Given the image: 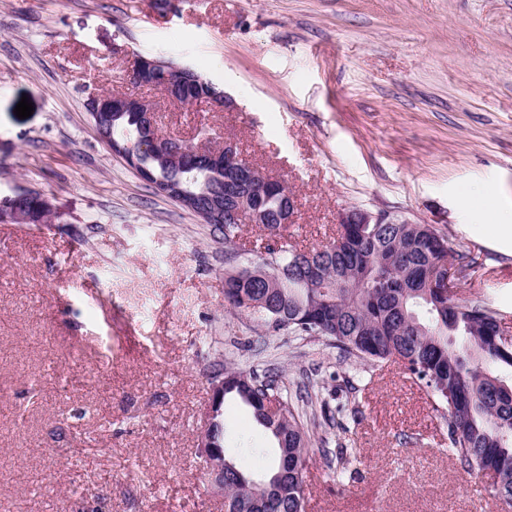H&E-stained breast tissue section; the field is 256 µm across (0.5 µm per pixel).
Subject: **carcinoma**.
Here are the masks:
<instances>
[{
	"label": "carcinoma",
	"mask_w": 512,
	"mask_h": 512,
	"mask_svg": "<svg viewBox=\"0 0 512 512\" xmlns=\"http://www.w3.org/2000/svg\"><path fill=\"white\" fill-rule=\"evenodd\" d=\"M183 94L199 102L223 91L204 79ZM86 98L98 112L105 135L118 146L133 143L141 163L157 178L191 174L189 192L205 190L231 202L235 185L224 169L197 164L189 143L163 134L174 154L156 157L147 126L137 113L112 120V98ZM259 212L270 243L250 265L224 272V303L274 332L323 338L340 355L371 369L399 364L432 398V410L448 428V448L469 473L493 475L494 495L512 508V338L503 336L496 312L479 302H458L432 287L444 276L448 237L431 224H345L327 243L311 250L288 244V189L270 182L264 193L245 199ZM224 246L235 245L241 225L211 223ZM224 398L250 407L273 446L266 471L245 473L225 447L224 415L216 416L214 437L224 447V497L234 512H305L304 474L313 455L334 467V482L347 479L354 449L329 447L314 439L294 398L271 373L229 368Z\"/></svg>",
	"instance_id": "carcinoma-1"
}]
</instances>
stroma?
<instances>
[{"label":"stroma","instance_id":"stroma-1","mask_svg":"<svg viewBox=\"0 0 512 512\" xmlns=\"http://www.w3.org/2000/svg\"><path fill=\"white\" fill-rule=\"evenodd\" d=\"M0 0V198L49 197L44 224L0 223V512H224L199 455L211 377L272 371L314 402L357 401L346 487L320 456L305 512H501L449 454L423 388L363 373L324 340L270 334L224 306L229 252L98 138L84 101L126 91L136 55L187 66L230 98L182 108L140 89L165 133L205 126L281 179L288 239L329 241L347 207L432 224L474 261L454 297L512 336V0ZM34 107L18 118L21 98ZM231 438L267 464L251 410Z\"/></svg>","mask_w":512,"mask_h":512}]
</instances>
